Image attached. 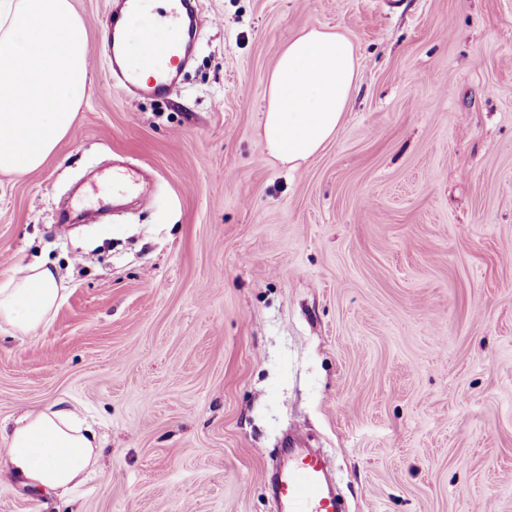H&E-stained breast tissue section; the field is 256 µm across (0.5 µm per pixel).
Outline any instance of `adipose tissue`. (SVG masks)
<instances>
[{
  "mask_svg": "<svg viewBox=\"0 0 512 512\" xmlns=\"http://www.w3.org/2000/svg\"><path fill=\"white\" fill-rule=\"evenodd\" d=\"M359 80L350 38L340 31L311 28L282 48L272 72L263 133L270 156L298 167L340 130ZM64 290L46 264L27 266L0 279V321L36 334L58 310ZM0 471L22 485L66 495L80 486L99 459L94 431L80 414L52 405L0 426Z\"/></svg>",
  "mask_w": 512,
  "mask_h": 512,
  "instance_id": "ef3b65f1",
  "label": "adipose tissue"
}]
</instances>
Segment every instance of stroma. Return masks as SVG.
I'll return each mask as SVG.
<instances>
[{"instance_id":"obj_1","label":"stroma","mask_w":512,"mask_h":512,"mask_svg":"<svg viewBox=\"0 0 512 512\" xmlns=\"http://www.w3.org/2000/svg\"><path fill=\"white\" fill-rule=\"evenodd\" d=\"M88 92L55 153L0 172V278L69 294L0 324V422L60 403L101 442L71 494L0 475V512H272L300 430L343 512H512V0H195L176 100L126 98L109 0H72ZM353 42L342 126L288 169L261 116L301 30ZM120 159L153 190L56 231ZM64 291L46 263L27 266L0 280V321L35 335L62 304Z\"/></svg>"}]
</instances>
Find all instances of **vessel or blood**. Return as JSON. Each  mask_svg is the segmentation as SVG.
I'll return each mask as SVG.
<instances>
[{
	"label": "vessel or blood",
	"instance_id": "1",
	"mask_svg": "<svg viewBox=\"0 0 512 512\" xmlns=\"http://www.w3.org/2000/svg\"><path fill=\"white\" fill-rule=\"evenodd\" d=\"M164 19L153 32L133 44L120 27H113L105 55L122 89L134 97H177L178 75L184 59L180 47L166 34L167 27L184 28L191 23L187 0H168ZM156 67L157 80L142 82V67ZM279 512H338L336 499L327 487L322 457L304 449H293L287 467L277 481Z\"/></svg>",
	"mask_w": 512,
	"mask_h": 512
}]
</instances>
